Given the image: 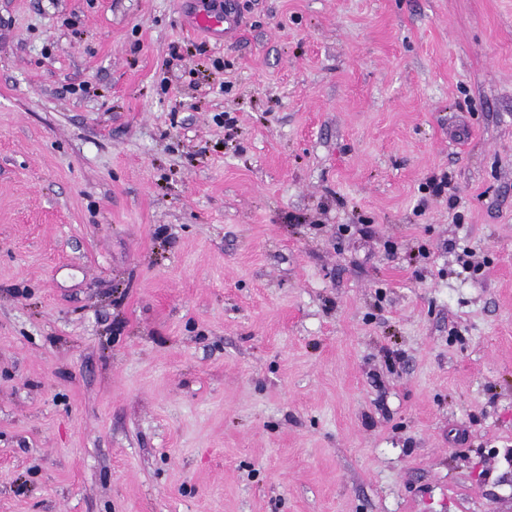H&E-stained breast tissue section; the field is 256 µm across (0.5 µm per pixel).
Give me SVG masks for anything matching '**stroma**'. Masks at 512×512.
Wrapping results in <instances>:
<instances>
[{
	"label": "stroma",
	"mask_w": 512,
	"mask_h": 512,
	"mask_svg": "<svg viewBox=\"0 0 512 512\" xmlns=\"http://www.w3.org/2000/svg\"><path fill=\"white\" fill-rule=\"evenodd\" d=\"M0 512H512V0H0ZM196 24L205 29L209 34H237L240 30L239 21L231 16V13L213 12L199 14L196 18Z\"/></svg>",
	"instance_id": "obj_1"
}]
</instances>
